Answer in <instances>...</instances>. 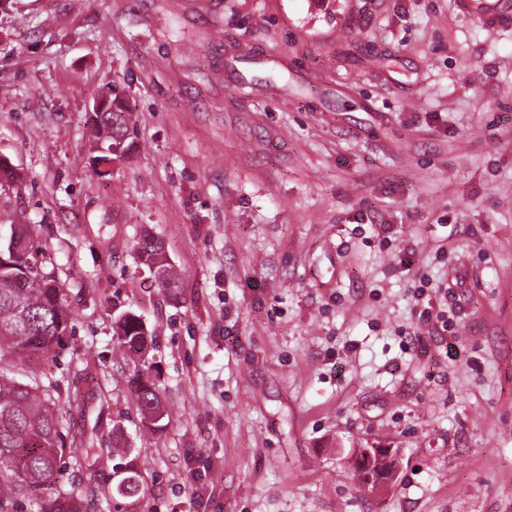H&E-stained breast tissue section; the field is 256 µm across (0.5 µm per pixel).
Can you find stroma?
Listing matches in <instances>:
<instances>
[{
  "label": "stroma",
  "mask_w": 512,
  "mask_h": 512,
  "mask_svg": "<svg viewBox=\"0 0 512 512\" xmlns=\"http://www.w3.org/2000/svg\"><path fill=\"white\" fill-rule=\"evenodd\" d=\"M456 2L0 0V224L35 225L71 291L59 399L84 368L102 386L76 447L122 437L143 478L134 502L118 459L63 457L86 512H512V27ZM116 95L134 133L105 185L91 117ZM146 227L175 295L136 263ZM377 446L401 472L368 492L348 459ZM114 336L124 359L134 364L133 374L129 381L137 399L143 422L147 416L155 412L162 413V419L144 426L156 432L165 428V417L168 416L165 405L154 383L146 375V356L154 347L152 334L144 326L142 318L133 311H123L115 323ZM143 362V363H142Z\"/></svg>",
  "instance_id": "obj_1"
}]
</instances>
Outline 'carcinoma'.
Here are the masks:
<instances>
[{"instance_id":"carcinoma-1","label":"carcinoma","mask_w":512,"mask_h":512,"mask_svg":"<svg viewBox=\"0 0 512 512\" xmlns=\"http://www.w3.org/2000/svg\"><path fill=\"white\" fill-rule=\"evenodd\" d=\"M110 111L93 116L95 139L107 144L97 157L101 179L111 176L109 166L130 149L127 143L131 110L119 98ZM24 243L16 255L0 260V353L39 354L44 361L56 359L71 333L74 312L70 289L59 278L56 255L36 240L29 224L18 225ZM163 241L150 232L137 241L136 262L145 268L161 255ZM114 336L124 359L134 364L130 385L142 418L167 410L154 383L146 375V356L154 347L152 334L141 316L126 310L118 316ZM16 365L0 357V512H14L17 500L25 499L33 512H85L83 498L60 480L58 462L75 452V463L92 461L96 468L112 451L103 448H66L71 425L67 412L53 396L58 381L50 371L33 373L29 381L15 376ZM128 480L126 491L137 493L141 474L136 459L122 466Z\"/></svg>"}]
</instances>
